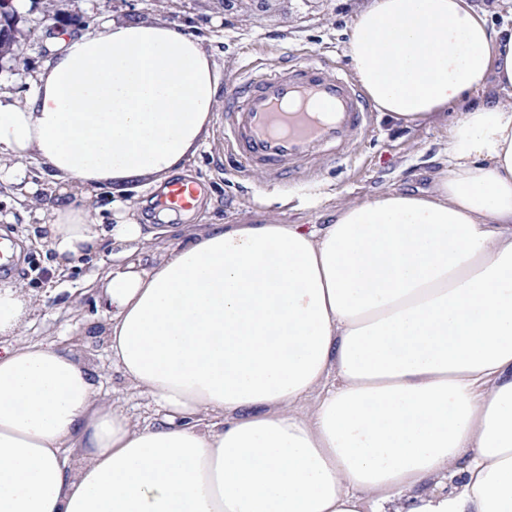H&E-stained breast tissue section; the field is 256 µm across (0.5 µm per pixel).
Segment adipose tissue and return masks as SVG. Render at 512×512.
Returning <instances> with one entry per match:
<instances>
[{"instance_id": "ef3b65f1", "label": "adipose tissue", "mask_w": 512, "mask_h": 512, "mask_svg": "<svg viewBox=\"0 0 512 512\" xmlns=\"http://www.w3.org/2000/svg\"><path fill=\"white\" fill-rule=\"evenodd\" d=\"M51 41L25 97L0 93V162L56 180L65 270L151 237L69 193L181 171L220 83L161 21ZM347 51L378 111L458 110L443 166L318 229L211 224L110 270L105 338L157 407L142 425L72 350L23 340L32 299L0 285V512H512V27L470 0H372ZM182 234L171 233L145 243L132 257L145 268H150L169 255L177 246Z\"/></svg>"}]
</instances>
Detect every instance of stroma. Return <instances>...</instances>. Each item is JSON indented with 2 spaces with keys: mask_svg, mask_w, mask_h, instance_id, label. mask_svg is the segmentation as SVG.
I'll use <instances>...</instances> for the list:
<instances>
[{
  "mask_svg": "<svg viewBox=\"0 0 512 512\" xmlns=\"http://www.w3.org/2000/svg\"><path fill=\"white\" fill-rule=\"evenodd\" d=\"M367 0H239L235 11L224 0H16L22 16L23 52L18 61L0 63V92L21 95L49 58L47 15L58 10L71 18L72 33L95 30L114 18L160 20L202 39L224 84L240 75L304 62L318 57L341 72H350L348 30ZM225 104H218L206 135L186 162L181 179L202 189L203 199L185 214L159 218L158 186L132 191L113 182L85 196H72L96 224L114 223L113 201L131 200L126 217L139 224L167 221L191 224H250L269 219L278 224H323L343 202H363L386 189L418 185V175L433 165L447 147L451 122H395L375 113L371 126L351 146L344 159L321 157L315 167L290 177L273 178L261 170L243 171L226 160L221 144ZM52 188L39 165L23 177L0 180V230L21 248V255L0 281L23 282L35 302L23 335L28 341L53 340L73 347L100 376L108 401L122 406L133 422L155 416L149 398L124 380L112 362L103 335L108 316L97 306L96 290L110 266L121 263L120 247L103 242L94 257L59 273L53 254L42 242L41 224L48 218Z\"/></svg>",
  "mask_w": 512,
  "mask_h": 512,
  "instance_id": "35a3bbf8",
  "label": "stroma"
}]
</instances>
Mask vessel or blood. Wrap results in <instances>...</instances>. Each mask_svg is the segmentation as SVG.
I'll return each mask as SVG.
<instances>
[{
    "instance_id": "1",
    "label": "vessel or blood",
    "mask_w": 512,
    "mask_h": 512,
    "mask_svg": "<svg viewBox=\"0 0 512 512\" xmlns=\"http://www.w3.org/2000/svg\"><path fill=\"white\" fill-rule=\"evenodd\" d=\"M370 113L349 76L312 58L233 82L224 149L242 170L289 176L311 164L317 148L346 155Z\"/></svg>"
}]
</instances>
